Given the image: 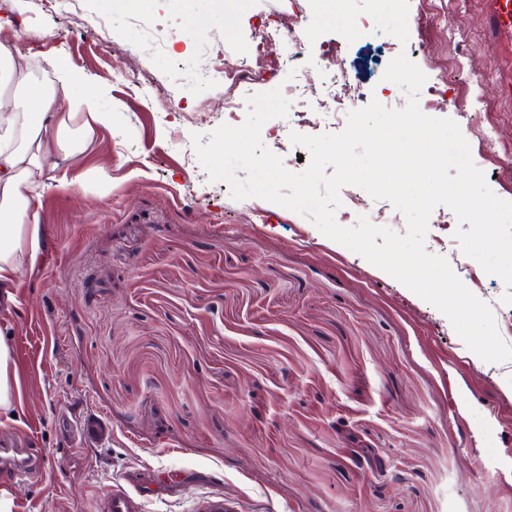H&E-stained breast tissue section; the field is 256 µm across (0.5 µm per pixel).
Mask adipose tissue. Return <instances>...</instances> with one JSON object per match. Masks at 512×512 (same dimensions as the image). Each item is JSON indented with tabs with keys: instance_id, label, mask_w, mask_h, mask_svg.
I'll return each mask as SVG.
<instances>
[{
	"instance_id": "obj_1",
	"label": "adipose tissue",
	"mask_w": 512,
	"mask_h": 512,
	"mask_svg": "<svg viewBox=\"0 0 512 512\" xmlns=\"http://www.w3.org/2000/svg\"><path fill=\"white\" fill-rule=\"evenodd\" d=\"M31 61L0 47V89L18 81L27 87L21 109L0 113V301H13L21 268L34 260L41 243L42 196L51 187L68 186V171L95 140L112 115L96 111L81 93L80 76L55 64L57 80L71 88L69 113L56 109V97L29 82ZM84 120L74 124L75 112Z\"/></svg>"
}]
</instances>
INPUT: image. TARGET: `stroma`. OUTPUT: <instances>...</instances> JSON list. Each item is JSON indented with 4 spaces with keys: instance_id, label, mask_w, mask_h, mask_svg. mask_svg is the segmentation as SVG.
I'll return each mask as SVG.
<instances>
[{
    "instance_id": "stroma-1",
    "label": "stroma",
    "mask_w": 512,
    "mask_h": 512,
    "mask_svg": "<svg viewBox=\"0 0 512 512\" xmlns=\"http://www.w3.org/2000/svg\"><path fill=\"white\" fill-rule=\"evenodd\" d=\"M440 0H0V47L30 58L33 76L56 82L52 62L85 79L98 111L112 115L68 174L42 197L43 241L22 267L6 339L15 362L13 411L0 437L34 436L45 473L8 490L11 512H96L131 472L168 485L143 512H202L224 496L234 512H512V359L471 352L448 318L361 255L275 203L231 198L209 181L192 145L224 122V80L190 84L204 49L237 69L263 23L304 29L306 53L336 62L367 98L403 108L406 93L383 73L406 55L434 78L453 59L484 74L452 81L431 115L456 122L491 190L512 201L502 162L512 157V104L500 97L511 35L491 25L493 0H468L467 40L448 46ZM379 26L343 37L350 19ZM286 47L239 85L240 100L288 87ZM332 68L309 75L287 117L267 121L264 146L304 170L291 133L336 134L327 112ZM488 111L463 116L473 95ZM456 108H449V101ZM500 149L485 155L480 129ZM405 232L386 199L365 213ZM349 199L334 213L354 226ZM445 205L429 219L427 252L512 325L504 283L461 251ZM105 412L112 437L76 447L60 420ZM484 459L475 467L474 455ZM364 465H357V458Z\"/></svg>"
}]
</instances>
